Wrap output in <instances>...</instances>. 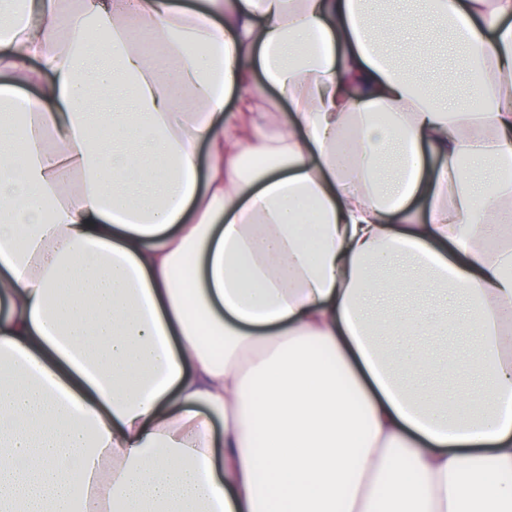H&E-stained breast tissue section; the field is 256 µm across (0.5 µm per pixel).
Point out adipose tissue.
I'll list each match as a JSON object with an SVG mask.
<instances>
[{
	"instance_id": "ef3b65f1",
	"label": "adipose tissue",
	"mask_w": 512,
	"mask_h": 512,
	"mask_svg": "<svg viewBox=\"0 0 512 512\" xmlns=\"http://www.w3.org/2000/svg\"><path fill=\"white\" fill-rule=\"evenodd\" d=\"M17 6L0 512H512V0Z\"/></svg>"
}]
</instances>
